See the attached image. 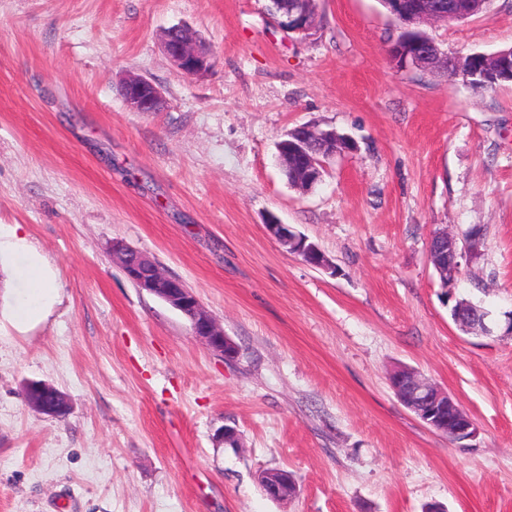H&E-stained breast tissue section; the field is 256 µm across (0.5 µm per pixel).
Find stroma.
I'll return each instance as SVG.
<instances>
[{
  "instance_id": "obj_1",
  "label": "stroma",
  "mask_w": 512,
  "mask_h": 512,
  "mask_svg": "<svg viewBox=\"0 0 512 512\" xmlns=\"http://www.w3.org/2000/svg\"><path fill=\"white\" fill-rule=\"evenodd\" d=\"M266 5L0 0V230L27 244L0 252V512H512V85L398 67L381 0H316L306 37ZM174 26L207 71L167 56ZM427 32L451 54L510 47L512 0ZM131 75L159 111L128 108ZM303 124L359 145L307 191L277 159ZM271 214L332 269L270 237ZM475 227L455 294L489 316L467 332L429 244ZM115 240L180 278L238 356L137 288ZM34 258L56 292L20 324ZM400 366L472 417L466 447L397 399ZM32 380L68 395L66 419L26 404ZM270 469L293 498L266 494ZM178 31L175 39L163 38V46L167 55L177 63L180 69L189 75L205 71L210 65L209 53L197 47V42L184 27H172ZM267 478L269 479L267 481L269 495L276 500L286 501L297 492L296 481L288 471L280 470L270 474Z\"/></svg>"
}]
</instances>
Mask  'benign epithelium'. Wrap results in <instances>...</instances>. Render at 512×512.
Returning <instances> with one entry per match:
<instances>
[{
	"label": "benign epithelium",
	"instance_id": "1",
	"mask_svg": "<svg viewBox=\"0 0 512 512\" xmlns=\"http://www.w3.org/2000/svg\"><path fill=\"white\" fill-rule=\"evenodd\" d=\"M391 17L400 27L410 30L420 24L442 22L458 14L454 0H384ZM279 25L289 33L306 35L315 26L314 11L304 0H279V6L269 11ZM175 39L163 40L167 55L180 69L189 75L205 71L210 65L209 53L197 47L196 41L184 27L176 28ZM424 44L420 41L405 44L396 40L390 49L394 61L401 65H412L422 56ZM125 101L135 112H155L159 109L161 95L150 81L140 77L125 80ZM357 141L334 129H321L315 125L296 127L291 138L279 144L278 161L282 166H294L301 161L300 179L313 187L321 181L325 171V159L336 154L354 152ZM267 233L284 245L288 252L296 254L314 267L324 270L333 265L323 252L302 235L295 233L288 225L271 220L264 223ZM479 236L468 233L463 241L448 234V231L434 233L430 241L429 256L439 275L443 287L454 286L461 274V262L466 254L473 253ZM114 261L119 263L127 277L140 289L153 294L191 321L194 336L210 350L233 358L238 350L234 342L224 334V328L207 312L198 298L185 283L163 273L157 264L146 255L121 241H114L110 247ZM488 313L482 309L467 313L459 312L457 324L467 330L474 325H485ZM391 387L399 401L408 409L417 412L419 419L432 430L445 434L455 442L471 440L476 435L473 419L448 392L411 371L407 377H391ZM28 406L38 414L59 418L68 414L69 399L66 394L43 383H31L24 390ZM269 495L286 501L297 492L293 475L285 470L268 476Z\"/></svg>",
	"mask_w": 512,
	"mask_h": 512
}]
</instances>
